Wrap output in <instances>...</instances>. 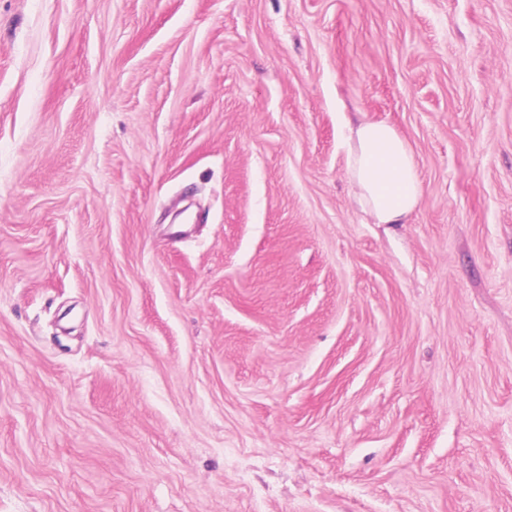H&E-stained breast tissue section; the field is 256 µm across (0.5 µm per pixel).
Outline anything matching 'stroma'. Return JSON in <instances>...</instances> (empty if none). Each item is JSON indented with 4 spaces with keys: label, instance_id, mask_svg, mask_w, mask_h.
Segmentation results:
<instances>
[{
    "label": "stroma",
    "instance_id": "1",
    "mask_svg": "<svg viewBox=\"0 0 512 512\" xmlns=\"http://www.w3.org/2000/svg\"><path fill=\"white\" fill-rule=\"evenodd\" d=\"M0 512H512V0H0ZM348 177L354 201L375 224H406L423 186L410 145L389 123L368 118L349 127Z\"/></svg>",
    "mask_w": 512,
    "mask_h": 512
}]
</instances>
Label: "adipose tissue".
Listing matches in <instances>:
<instances>
[{
  "mask_svg": "<svg viewBox=\"0 0 512 512\" xmlns=\"http://www.w3.org/2000/svg\"><path fill=\"white\" fill-rule=\"evenodd\" d=\"M353 198L376 224H404L419 209L423 186L414 153L389 123L368 118L347 135Z\"/></svg>",
  "mask_w": 512,
  "mask_h": 512,
  "instance_id": "ef3b65f1",
  "label": "adipose tissue"
}]
</instances>
